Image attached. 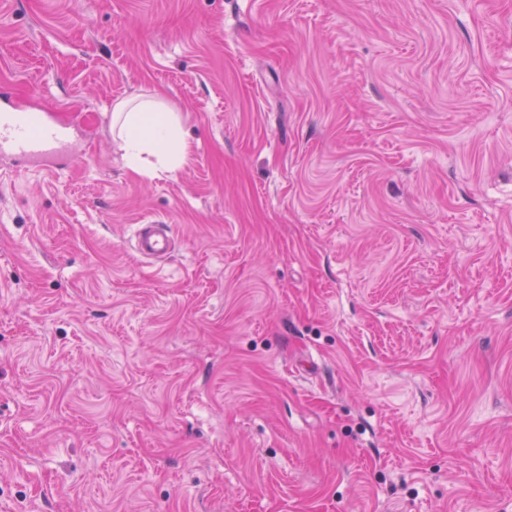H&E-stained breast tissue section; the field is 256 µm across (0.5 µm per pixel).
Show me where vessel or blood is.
Returning a JSON list of instances; mask_svg holds the SVG:
<instances>
[{
    "label": "vessel or blood",
    "mask_w": 512,
    "mask_h": 512,
    "mask_svg": "<svg viewBox=\"0 0 512 512\" xmlns=\"http://www.w3.org/2000/svg\"><path fill=\"white\" fill-rule=\"evenodd\" d=\"M64 142L61 129L49 115H41L36 124L24 125L14 121L12 110H0V156L9 155L21 162L32 161L48 167L67 161ZM171 245L165 225H138L133 247L140 256L163 257Z\"/></svg>",
    "instance_id": "obj_1"
}]
</instances>
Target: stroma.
<instances>
[{"label": "stroma", "instance_id": "obj_1", "mask_svg": "<svg viewBox=\"0 0 512 512\" xmlns=\"http://www.w3.org/2000/svg\"><path fill=\"white\" fill-rule=\"evenodd\" d=\"M1 84L0 512H512V0H0ZM162 101L131 99L118 102L112 114V132L122 142L128 168L141 172L145 154L156 155L166 170L187 160V141L174 112H164ZM15 109L0 113V156L10 155L19 162L29 160L54 169L61 168L71 158L63 150L64 136L52 118L43 114L35 125H24L13 120ZM165 224H141L137 227L133 247L144 258H161L171 249V237Z\"/></svg>", "mask_w": 512, "mask_h": 512}]
</instances>
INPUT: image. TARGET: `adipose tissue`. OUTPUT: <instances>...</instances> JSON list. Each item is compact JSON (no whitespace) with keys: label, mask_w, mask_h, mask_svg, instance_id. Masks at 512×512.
Masks as SVG:
<instances>
[{"label":"adipose tissue","mask_w":512,"mask_h":512,"mask_svg":"<svg viewBox=\"0 0 512 512\" xmlns=\"http://www.w3.org/2000/svg\"><path fill=\"white\" fill-rule=\"evenodd\" d=\"M112 132L121 140L126 165L133 171H143L148 154L156 155L169 171L187 160L183 127L176 114L165 111L158 99L118 102L112 114Z\"/></svg>","instance_id":"obj_1"}]
</instances>
